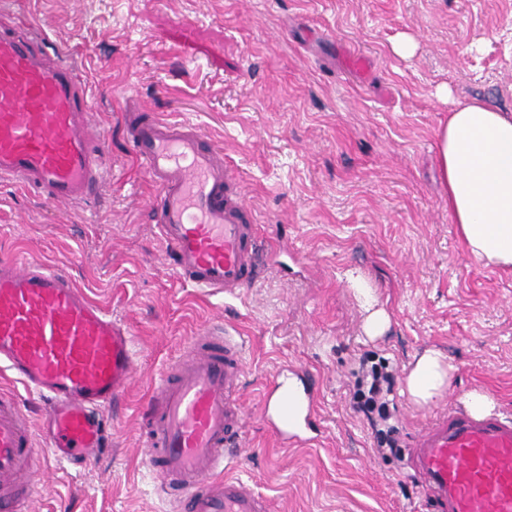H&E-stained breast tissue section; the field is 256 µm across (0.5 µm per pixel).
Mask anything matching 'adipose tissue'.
Here are the masks:
<instances>
[{"label":"adipose tissue","instance_id":"ef3b65f1","mask_svg":"<svg viewBox=\"0 0 512 512\" xmlns=\"http://www.w3.org/2000/svg\"><path fill=\"white\" fill-rule=\"evenodd\" d=\"M440 180L467 253L488 267L512 268V113L461 102L437 132ZM455 368L425 351L406 390L425 406L449 388Z\"/></svg>","mask_w":512,"mask_h":512}]
</instances>
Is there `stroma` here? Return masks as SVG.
<instances>
[{"label": "stroma", "mask_w": 512, "mask_h": 512, "mask_svg": "<svg viewBox=\"0 0 512 512\" xmlns=\"http://www.w3.org/2000/svg\"><path fill=\"white\" fill-rule=\"evenodd\" d=\"M78 64L107 141V187L56 205L0 182V260L64 272L130 329L136 378L102 416L112 446L41 478L31 512H176L143 463L148 391L191 337H243L237 475L275 512H433L407 447L437 411L480 388L512 417V271L465 250L440 190L436 134L455 102L512 113V0H11ZM414 38V56L393 50ZM194 124L224 163L266 257L238 299H207L168 268L155 187L130 152L124 93ZM391 316L383 336L351 282ZM456 371L430 405L404 390L424 349ZM395 369L401 450L380 455L350 405L362 356ZM289 367L317 395L318 437L286 447L262 415Z\"/></svg>", "instance_id": "stroma-1"}]
</instances>
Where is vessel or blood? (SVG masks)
<instances>
[{"label":"vessel or blood","mask_w":512,"mask_h":512,"mask_svg":"<svg viewBox=\"0 0 512 512\" xmlns=\"http://www.w3.org/2000/svg\"><path fill=\"white\" fill-rule=\"evenodd\" d=\"M39 30L0 19V181L35 196L82 205L104 187L103 136L86 83ZM129 147L156 187L157 228L184 284L239 296L255 266L258 228L230 194L222 150L199 129L126 110ZM0 368L47 402L46 443L17 401L0 397V512H26L37 455L69 463L105 446L101 411L135 379L130 330L64 273L32 262H0ZM243 343L209 333L188 340L148 399L145 462L178 512H273L252 484L224 476L245 421ZM280 395L264 405L286 445L315 432L306 377L280 373ZM410 462L436 512H512V418L437 414L410 444Z\"/></svg>","instance_id":"1"}]
</instances>
